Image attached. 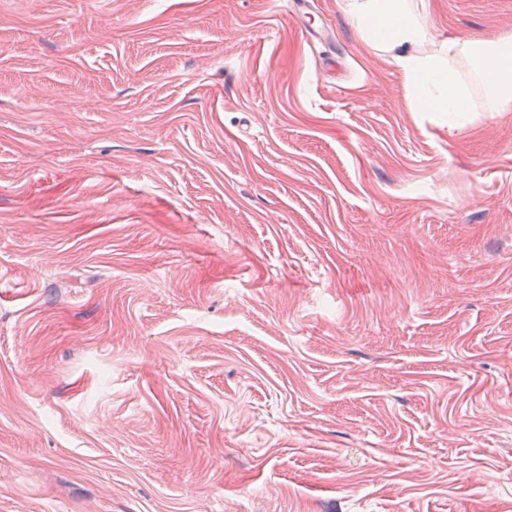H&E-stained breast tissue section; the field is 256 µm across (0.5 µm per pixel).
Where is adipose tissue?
<instances>
[{
	"label": "adipose tissue",
	"instance_id": "adipose-tissue-1",
	"mask_svg": "<svg viewBox=\"0 0 512 512\" xmlns=\"http://www.w3.org/2000/svg\"><path fill=\"white\" fill-rule=\"evenodd\" d=\"M361 37L404 74L408 98L420 111L446 114L449 124L473 112L454 61H473L494 111L512 108V35L488 41L435 43L424 20L425 0H347Z\"/></svg>",
	"mask_w": 512,
	"mask_h": 512
}]
</instances>
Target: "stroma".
Instances as JSON below:
<instances>
[{
  "mask_svg": "<svg viewBox=\"0 0 512 512\" xmlns=\"http://www.w3.org/2000/svg\"><path fill=\"white\" fill-rule=\"evenodd\" d=\"M310 17L0 0V512H512V110Z\"/></svg>",
  "mask_w": 512,
  "mask_h": 512,
  "instance_id": "1",
  "label": "stroma"
}]
</instances>
